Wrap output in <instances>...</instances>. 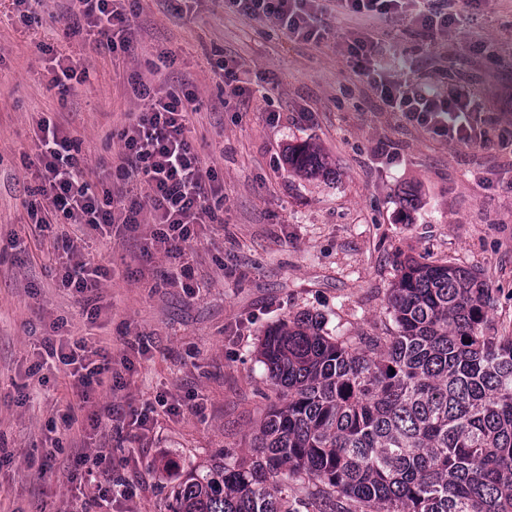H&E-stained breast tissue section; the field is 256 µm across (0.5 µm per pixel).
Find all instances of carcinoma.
<instances>
[{"label":"carcinoma","mask_w":512,"mask_h":512,"mask_svg":"<svg viewBox=\"0 0 512 512\" xmlns=\"http://www.w3.org/2000/svg\"><path fill=\"white\" fill-rule=\"evenodd\" d=\"M300 175L326 173L312 144L288 148ZM474 270L412 257L386 298L391 336L349 344L304 315L265 333L261 357L283 401L250 460L187 471L170 512H512V332Z\"/></svg>","instance_id":"cac0c4a2"}]
</instances>
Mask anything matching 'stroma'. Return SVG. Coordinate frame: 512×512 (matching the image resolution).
<instances>
[{
	"label": "stroma",
	"mask_w": 512,
	"mask_h": 512,
	"mask_svg": "<svg viewBox=\"0 0 512 512\" xmlns=\"http://www.w3.org/2000/svg\"><path fill=\"white\" fill-rule=\"evenodd\" d=\"M180 5L176 16L169 0H136L137 49L115 58L73 33L67 0H46L35 21L0 0V512H99L84 479L90 462L132 489L133 512H169L186 470L250 457L281 403L259 354L266 330L310 313L344 341L390 335L397 260L479 270L495 290L492 319L512 331V148L453 143L387 111L344 50L351 22L334 13L316 44L218 0ZM48 32L89 71L64 99L42 75ZM373 38L385 61L403 55L447 88L471 85L512 123V0H482L435 42L404 18ZM160 48L178 60L157 72ZM221 60L240 66L251 95H232ZM134 74L196 94L185 136L224 187L223 223L196 225L188 249L192 291L168 281L148 212L136 231L114 225L105 243L60 215L33 224L22 206L33 184L22 154L42 113L79 139L93 182L123 203L143 201L145 185L117 169L119 134L141 108ZM304 143L318 147L328 176L289 169V147ZM76 234L82 260L111 271L94 319L60 282L56 259ZM58 334L107 347L120 388L83 403L70 367L43 348ZM148 404L146 426L134 425L132 411ZM107 407L111 422L88 429V414Z\"/></svg>",
	"instance_id": "stroma-1"
}]
</instances>
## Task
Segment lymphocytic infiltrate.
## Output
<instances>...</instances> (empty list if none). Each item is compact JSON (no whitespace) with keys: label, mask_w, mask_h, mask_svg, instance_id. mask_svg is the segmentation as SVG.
Here are the masks:
<instances>
[{"label":"lymphocytic infiltrate","mask_w":512,"mask_h":512,"mask_svg":"<svg viewBox=\"0 0 512 512\" xmlns=\"http://www.w3.org/2000/svg\"><path fill=\"white\" fill-rule=\"evenodd\" d=\"M69 18L73 32H86L97 47L129 55L136 49L132 14L123 0H70ZM225 7L248 18H265L279 24L290 38L320 42L326 34L318 22L320 13L333 10L337 16L354 21L345 41L346 52L355 57L382 104L392 112L448 140L465 145L488 142L497 136L499 144L512 147V128L500 125L487 115L481 94L463 86L453 90L412 78L387 74L377 42L375 27L401 16L430 38L447 35L461 14L456 0H427L422 9L408 14L404 0H224ZM133 96L141 101L131 128L123 130L124 151L119 169L140 172L147 186L144 203L123 205L111 191H97L79 157V145L71 132L47 117H39L33 128L38 141L34 157L23 163L39 184L36 199L28 201L27 212L37 217L41 211L62 214L72 224L98 230L104 226L137 224L141 210H148L157 229L154 240L171 258L183 256L194 238L197 224H216L220 217L210 203L219 189L214 185L213 168L204 166L184 137L189 120L190 91L158 94L140 78H130ZM108 270L88 268L76 260L65 267L62 282L83 296L98 316L95 303L102 278ZM49 354L78 366V394L90 401L103 389H115L112 358L104 349H89L84 340L69 349L46 342Z\"/></svg>","instance_id":"lymphocytic-infiltrate-1"}]
</instances>
